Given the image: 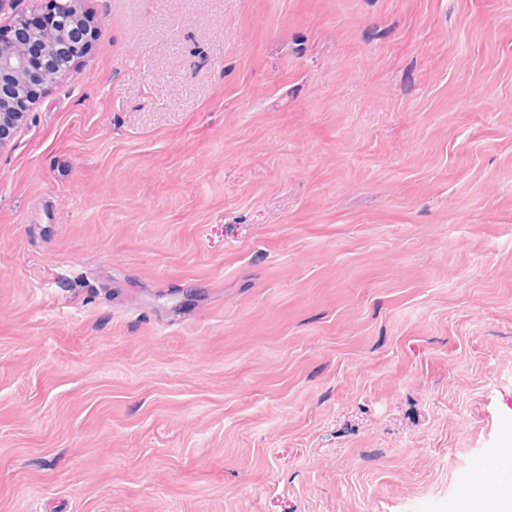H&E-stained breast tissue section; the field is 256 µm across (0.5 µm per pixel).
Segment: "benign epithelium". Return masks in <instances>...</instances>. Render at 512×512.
<instances>
[{"label": "benign epithelium", "instance_id": "1", "mask_svg": "<svg viewBox=\"0 0 512 512\" xmlns=\"http://www.w3.org/2000/svg\"><path fill=\"white\" fill-rule=\"evenodd\" d=\"M57 7V27L37 30L31 20L40 9L17 13L0 32V151L27 119L31 107L51 82L66 76L56 69L58 52L73 59L88 50L91 36L83 0H50Z\"/></svg>", "mask_w": 512, "mask_h": 512}]
</instances>
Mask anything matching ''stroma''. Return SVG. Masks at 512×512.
Listing matches in <instances>:
<instances>
[{
    "label": "stroma",
    "instance_id": "stroma-1",
    "mask_svg": "<svg viewBox=\"0 0 512 512\" xmlns=\"http://www.w3.org/2000/svg\"><path fill=\"white\" fill-rule=\"evenodd\" d=\"M0 151V512H468L512 428V0H85Z\"/></svg>",
    "mask_w": 512,
    "mask_h": 512
}]
</instances>
